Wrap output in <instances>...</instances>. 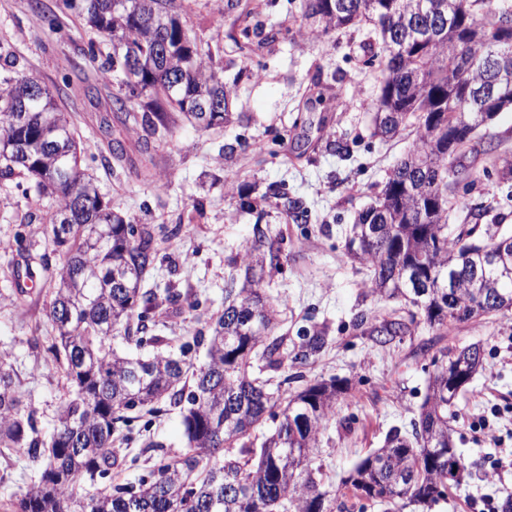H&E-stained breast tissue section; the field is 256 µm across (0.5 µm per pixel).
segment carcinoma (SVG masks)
<instances>
[{
	"instance_id": "1",
	"label": "carcinoma",
	"mask_w": 512,
	"mask_h": 512,
	"mask_svg": "<svg viewBox=\"0 0 512 512\" xmlns=\"http://www.w3.org/2000/svg\"><path fill=\"white\" fill-rule=\"evenodd\" d=\"M484 0H300V28L310 34L371 25L361 50L380 60L373 135L394 138L406 130L413 143L392 169L380 195L357 212L345 239L346 256L370 271V294L396 307L374 329L390 341L419 328L441 331L480 317L512 312V277L485 259L500 250L512 266V235L480 239L460 225L448 236V212L459 171L448 158L471 147L483 128L485 103L512 109V43L504 44L479 17ZM66 7L119 49L104 63L120 68L125 92L112 95L100 115L101 150L120 178L127 150L124 130L139 124L163 138L177 115L203 130L230 123L232 89L213 66L209 43L179 20L181 0H65ZM272 39L245 26L230 39L240 51L252 39ZM218 101L221 112L203 108ZM461 135L448 146V127ZM71 116L34 77L0 76V177H29L51 209L45 232L61 263L40 258L43 287L51 294L47 319L57 331L33 346L61 364L67 382L50 430L24 409L25 391L12 365L0 358V454L24 457L38 481L11 512H328L314 448L336 402L348 397L344 381L302 382L299 368L328 344L316 325L298 339L279 330L273 302L264 294L265 267L279 268L282 230L256 229L241 265L228 273L224 310L192 337L205 350L194 367L169 351L171 338L149 337L146 356L120 353L112 339L139 346L148 315L162 305L175 312L195 305L180 292L148 287L159 245L152 229L125 220L103 200L80 165V141ZM265 199L295 222L308 209L279 187ZM500 300L496 306L483 300ZM465 356L467 380L448 378L443 366L429 373L427 392L411 435L394 429L381 448L340 479L345 499H368L404 512L430 510L462 485L466 468L454 444L451 408L483 365L477 343L451 351ZM281 377L272 383L274 376ZM296 387H290V384ZM178 410L182 452L161 458L128 491L112 479L115 441L131 440L138 414ZM272 418L275 429L255 431Z\"/></svg>"
}]
</instances>
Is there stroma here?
I'll list each match as a JSON object with an SVG mask.
<instances>
[{
    "mask_svg": "<svg viewBox=\"0 0 512 512\" xmlns=\"http://www.w3.org/2000/svg\"><path fill=\"white\" fill-rule=\"evenodd\" d=\"M248 18L227 12L225 0H183L181 20L189 32L208 41L215 67L238 77L231 110L233 121L200 131L181 123L154 153V174L164 189L136 176L140 149L147 135L135 127L126 137L127 170L112 178L111 160L96 145L98 99L76 90L81 82L102 94L115 93L123 75L100 66L112 53L109 40L96 34L62 0H0V69L33 76L62 94L66 112L77 121L83 167L98 182L105 202L128 221L153 229L162 245L153 274L158 285H170L199 302L190 313L165 309L155 313L169 336L206 327L224 309V280L230 262L243 253L256 223L282 229L288 260L265 273L266 293L289 336L318 323L328 327L330 342L314 363L304 366L306 379L348 380L350 403L330 420L315 453L323 467V483L338 485L353 466L380 448L394 428L411 433L427 379L443 352L480 343L484 365L455 406L454 438L468 477L432 512H482L485 499L502 500L512 491V319L477 318L436 334L415 331L378 342L373 330L388 306L369 293L365 266L345 256V236L357 211L381 192L386 178L411 138L374 136L372 105L377 96L378 62L361 51L366 29L303 37L299 32V0H244ZM277 28L279 34L242 57L230 36L247 24ZM325 83L340 81L345 103L307 102L313 76ZM342 140L346 156L326 150V142ZM233 153H226L225 145ZM468 171L456 194L466 204L479 232H512V179L502 178L496 164L482 154L456 161ZM276 185L310 212L305 223L286 222L264 201L267 186ZM21 178L0 181V242L22 239L24 247L52 253L40 217L44 202L28 192ZM182 225V238L169 245L164 236ZM17 251L0 249V351L8 353L25 390V404L38 426L50 428L67 394L58 364L32 337L53 330L46 318L50 297L33 288H16ZM136 439L120 447V455L136 457V465L112 471V480L127 483L149 472L153 461L140 452L139 435H155L178 444L177 411L146 416L135 422ZM38 474L18 456H0V505L23 495Z\"/></svg>",
    "mask_w": 512,
    "mask_h": 512,
    "instance_id": "1",
    "label": "stroma"
}]
</instances>
